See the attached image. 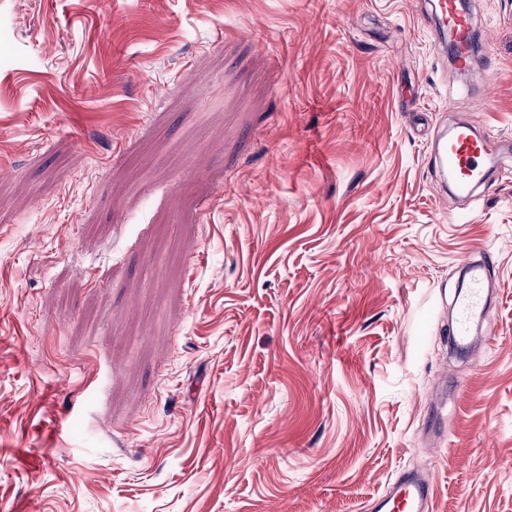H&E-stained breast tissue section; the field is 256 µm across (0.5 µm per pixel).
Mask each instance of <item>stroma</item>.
Here are the masks:
<instances>
[{
	"instance_id": "stroma-1",
	"label": "stroma",
	"mask_w": 512,
	"mask_h": 512,
	"mask_svg": "<svg viewBox=\"0 0 512 512\" xmlns=\"http://www.w3.org/2000/svg\"><path fill=\"white\" fill-rule=\"evenodd\" d=\"M0 0V512H512V0ZM483 111H475L477 100ZM498 141L439 193L438 132ZM494 336L448 364L458 259ZM431 7V16L435 29L441 32H447L448 36L442 42L447 46L448 41V58L452 59L453 50L452 43L454 35L448 29L457 33L459 37L458 53L454 59L456 68L459 71L468 70L471 67V49L470 36L472 30V22L470 16L458 8L456 0H437L429 3ZM433 476L403 468L394 476L386 492L377 499L375 512H430L433 509Z\"/></svg>"
}]
</instances>
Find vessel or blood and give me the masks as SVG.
Returning <instances> with one entry per match:
<instances>
[{
  "label": "vessel or blood",
  "mask_w": 512,
  "mask_h": 512,
  "mask_svg": "<svg viewBox=\"0 0 512 512\" xmlns=\"http://www.w3.org/2000/svg\"><path fill=\"white\" fill-rule=\"evenodd\" d=\"M430 7L436 30H451L459 37L456 68L469 69L472 59L469 15L459 9L456 0H432ZM494 150L493 141L477 136L471 125H460L439 135L435 162L442 173L451 175L457 190L467 193L484 184V163ZM459 264L468 275V285L453 301L449 339L454 348L465 350L472 343L476 323H483L485 334L493 332L492 322L485 319L489 307V261L478 251L462 257ZM433 491L431 474L404 468L397 472L373 509L374 512H431Z\"/></svg>",
  "instance_id": "1"
}]
</instances>
